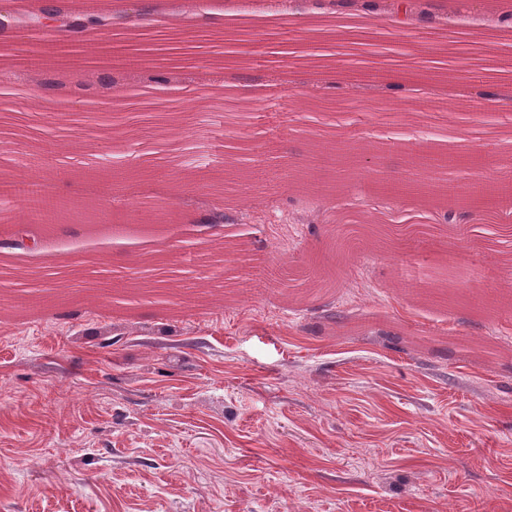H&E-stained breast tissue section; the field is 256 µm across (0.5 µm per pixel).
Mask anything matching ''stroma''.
I'll return each instance as SVG.
<instances>
[{"label":"stroma","mask_w":512,"mask_h":512,"mask_svg":"<svg viewBox=\"0 0 512 512\" xmlns=\"http://www.w3.org/2000/svg\"><path fill=\"white\" fill-rule=\"evenodd\" d=\"M435 2L443 37L379 22L319 43L301 2L229 46L195 13L182 43L143 30L149 66L219 56L224 91L0 112V175L53 141L41 184L94 215L0 251V512H512V241L443 223L430 193L380 204L428 143L512 175V107H443L446 72L512 84V47L471 24L512 0ZM371 67L433 90L330 112L312 92ZM202 195L248 223H198Z\"/></svg>","instance_id":"stroma-1"}]
</instances>
